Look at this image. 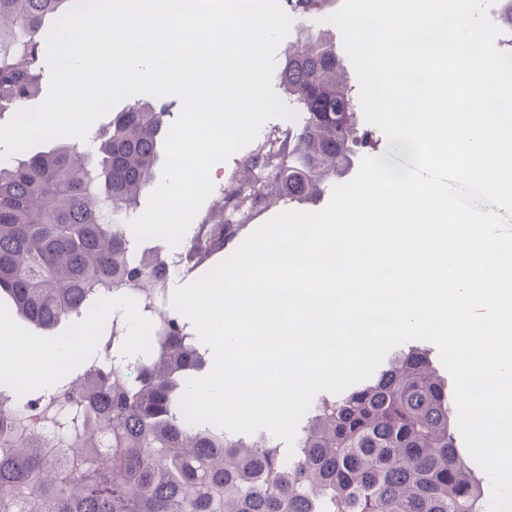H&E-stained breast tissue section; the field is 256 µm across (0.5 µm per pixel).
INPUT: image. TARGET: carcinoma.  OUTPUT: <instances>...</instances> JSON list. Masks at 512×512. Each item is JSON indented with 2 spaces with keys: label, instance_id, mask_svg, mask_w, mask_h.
<instances>
[{
  "label": "carcinoma",
  "instance_id": "cac0c4a2",
  "mask_svg": "<svg viewBox=\"0 0 512 512\" xmlns=\"http://www.w3.org/2000/svg\"><path fill=\"white\" fill-rule=\"evenodd\" d=\"M69 0H0V121L39 93L50 27ZM281 83L299 107L280 147L257 155L249 181L232 190L239 207L269 186L305 200L340 180L359 148L360 99L344 79L336 44L324 34L289 47ZM167 105L138 94L81 147L0 161V296L10 314L54 332L90 317L88 288H129L147 298L164 278L159 250H139L130 228L152 183ZM242 224L193 225L177 273L210 269ZM205 366L197 337L175 309L154 345L134 357L112 334L66 402L87 421L65 419L73 446L57 454L35 433L22 435L0 413V512H483L480 479L453 431L448 378L424 344L393 351L379 372L339 397L318 399L293 450L265 433L233 435L188 424L180 402ZM112 447L100 448V435Z\"/></svg>",
  "mask_w": 512,
  "mask_h": 512
}]
</instances>
